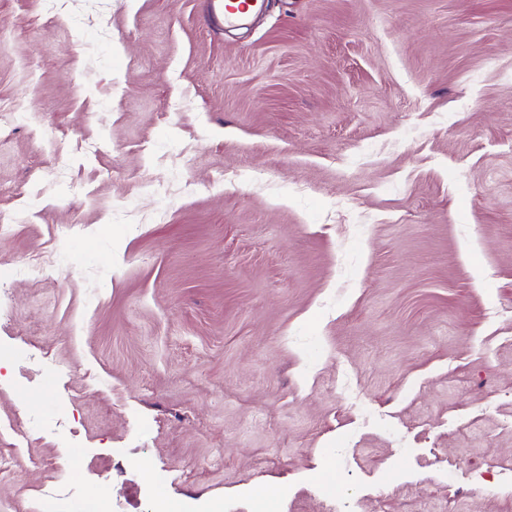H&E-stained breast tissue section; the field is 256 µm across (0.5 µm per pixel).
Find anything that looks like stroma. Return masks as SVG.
<instances>
[{
    "mask_svg": "<svg viewBox=\"0 0 512 512\" xmlns=\"http://www.w3.org/2000/svg\"><path fill=\"white\" fill-rule=\"evenodd\" d=\"M0 101V512H512V0H0Z\"/></svg>",
    "mask_w": 512,
    "mask_h": 512,
    "instance_id": "stroma-1",
    "label": "stroma"
}]
</instances>
